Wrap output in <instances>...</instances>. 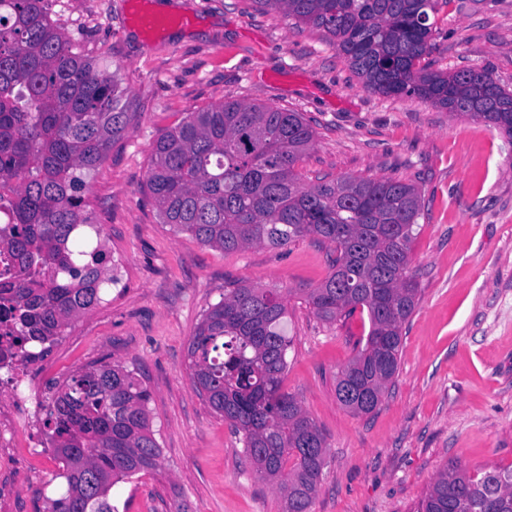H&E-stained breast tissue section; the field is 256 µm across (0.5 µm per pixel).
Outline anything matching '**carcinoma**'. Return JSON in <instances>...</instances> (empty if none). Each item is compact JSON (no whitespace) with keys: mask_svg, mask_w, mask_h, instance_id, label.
Returning <instances> with one entry per match:
<instances>
[{"mask_svg":"<svg viewBox=\"0 0 512 512\" xmlns=\"http://www.w3.org/2000/svg\"><path fill=\"white\" fill-rule=\"evenodd\" d=\"M323 30L363 83L417 97L512 138V92L487 69L416 68L428 50L435 0H254ZM118 74L74 51L48 0H0V201L13 224L0 246V296L16 343H52L101 302L110 257L76 243L88 225L81 191L130 124ZM314 131L299 112L226 100L190 112L152 150L147 188L173 231L227 252L281 248L305 236L333 245L334 272L306 292L322 321L360 310L369 330L339 371L336 394L355 416L382 403L399 367L402 328L421 289L410 244L417 187L394 178L301 181ZM281 292L239 283L204 312L188 346L195 390L228 422L255 474L280 491L283 512H310L326 440L283 389L292 338ZM151 393L134 371L100 363L57 387L46 412L66 491L49 512H118L115 481L154 471L161 449ZM417 512H512V470L452 461Z\"/></svg>","mask_w":512,"mask_h":512,"instance_id":"carcinoma-1","label":"carcinoma"}]
</instances>
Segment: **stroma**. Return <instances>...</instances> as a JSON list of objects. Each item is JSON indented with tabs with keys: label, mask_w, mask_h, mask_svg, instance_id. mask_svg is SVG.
Returning <instances> with one entry per match:
<instances>
[{
	"label": "stroma",
	"mask_w": 512,
	"mask_h": 512,
	"mask_svg": "<svg viewBox=\"0 0 512 512\" xmlns=\"http://www.w3.org/2000/svg\"><path fill=\"white\" fill-rule=\"evenodd\" d=\"M78 52L115 68L132 102L128 131L84 192L116 284L52 345L54 382L98 362L134 370L161 448L156 471L116 482L118 512H282L228 423L194 390L188 346L226 288L280 289L293 343L283 387L321 428L327 466L312 512H416L453 460L512 469V139L415 97L368 88L324 33L253 0H49ZM421 68L489 69L512 91V0H437ZM233 98L303 113L316 178L415 184L411 243L420 301L403 327L398 372L379 407L351 415L336 374L369 330L365 314L327 324L303 300L333 271L311 236L280 249L226 252L161 223L147 189L157 138ZM0 473L9 512H48L65 488L51 449H15Z\"/></svg>",
	"instance_id": "obj_1"
}]
</instances>
